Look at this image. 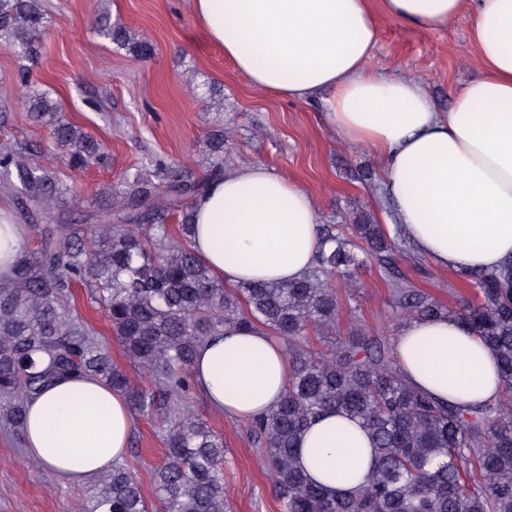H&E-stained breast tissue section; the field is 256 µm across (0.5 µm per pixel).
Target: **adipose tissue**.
Listing matches in <instances>:
<instances>
[{"label":"adipose tissue","instance_id":"1","mask_svg":"<svg viewBox=\"0 0 512 512\" xmlns=\"http://www.w3.org/2000/svg\"><path fill=\"white\" fill-rule=\"evenodd\" d=\"M384 13L445 28L472 10L469 42L483 76L457 86L438 111L417 82L370 62L378 42L371 0H191L194 22L257 87L288 99L323 98L344 141L371 148L402 233L437 267L490 271L512 259V0H381ZM191 246L224 283L299 279L319 249L312 196L262 164L211 180L193 204ZM28 227L0 210V277H9ZM398 364L419 391L458 405L503 391L495 357L457 317L417 319L396 336ZM195 386L218 414L271 412L288 358L263 327L229 328L201 345ZM27 456L81 485L123 462L134 418L99 379H62L29 400ZM297 463L341 494L372 471L373 442L357 420L331 412L304 433Z\"/></svg>","mask_w":512,"mask_h":512}]
</instances>
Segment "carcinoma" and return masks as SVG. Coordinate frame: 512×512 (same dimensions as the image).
I'll list each match as a JSON object with an SVG mask.
<instances>
[{"instance_id": "carcinoma-1", "label": "carcinoma", "mask_w": 512, "mask_h": 512, "mask_svg": "<svg viewBox=\"0 0 512 512\" xmlns=\"http://www.w3.org/2000/svg\"><path fill=\"white\" fill-rule=\"evenodd\" d=\"M43 0H0V47L19 60L29 84L41 57ZM97 34L147 57L149 43L106 23ZM28 108L52 131L69 166L103 158L100 145L64 120L44 92L32 88ZM151 177L126 178L117 205L94 224H55L70 187L56 172L20 159L0 145V190L19 211H38L48 224L34 248L22 251L0 278V429L21 433L26 402L53 380L94 375L122 393L136 417L158 421L165 460L154 473V499L135 470L122 463L98 478L87 512H228L224 500V439L191 410L190 369L198 346L232 326H262L280 340L292 366L284 399L251 419L282 512H512V260L493 271L458 273L474 300L456 310L404 281L395 263L397 239L380 224H321L313 269L294 282L228 288L195 255L192 204L208 179L160 159ZM181 215L179 235L164 224ZM375 260L384 270L394 314L408 320L455 316L496 356L504 382L497 400L463 409L414 390L392 356L390 337L353 326L340 334L336 283H354ZM82 286L107 318L128 361L151 386L131 383L110 350L93 338L74 302ZM334 337L314 350L308 336ZM358 420L373 443L368 483L346 495L308 482L296 445L321 414Z\"/></svg>"}]
</instances>
